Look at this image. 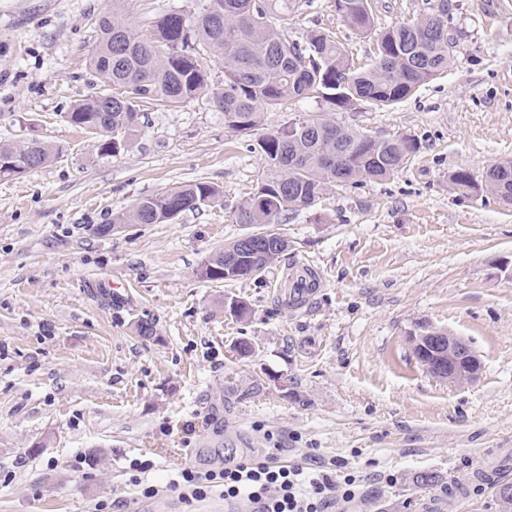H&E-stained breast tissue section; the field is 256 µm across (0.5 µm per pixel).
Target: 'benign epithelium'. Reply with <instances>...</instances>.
I'll return each mask as SVG.
<instances>
[{"instance_id":"benign-epithelium-1","label":"benign epithelium","mask_w":512,"mask_h":512,"mask_svg":"<svg viewBox=\"0 0 512 512\" xmlns=\"http://www.w3.org/2000/svg\"><path fill=\"white\" fill-rule=\"evenodd\" d=\"M27 171V166L18 158L0 160V172L3 174L19 177ZM277 238L279 233L275 230L269 231L262 240L256 234L242 237L248 257L231 256L227 270L243 277L258 274L268 261L272 248L276 247ZM243 259L248 264L246 269L241 267ZM410 342L419 351L421 366L432 376L455 385L470 384L478 379L481 362L464 338L425 322L410 332Z\"/></svg>"}]
</instances>
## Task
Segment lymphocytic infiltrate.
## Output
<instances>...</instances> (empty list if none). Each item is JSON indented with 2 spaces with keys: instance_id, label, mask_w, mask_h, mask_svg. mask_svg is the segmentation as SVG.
I'll return each mask as SVG.
<instances>
[{
  "instance_id": "lymphocytic-infiltrate-1",
  "label": "lymphocytic infiltrate",
  "mask_w": 512,
  "mask_h": 512,
  "mask_svg": "<svg viewBox=\"0 0 512 512\" xmlns=\"http://www.w3.org/2000/svg\"><path fill=\"white\" fill-rule=\"evenodd\" d=\"M180 484L194 499L221 488L225 503L244 512H347L357 497L356 479L337 476L323 462L288 465L270 457L239 462L224 470L180 472Z\"/></svg>"
}]
</instances>
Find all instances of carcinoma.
Masks as SVG:
<instances>
[{
	"mask_svg": "<svg viewBox=\"0 0 512 512\" xmlns=\"http://www.w3.org/2000/svg\"><path fill=\"white\" fill-rule=\"evenodd\" d=\"M342 22L359 35L373 32L372 0H333ZM437 0H416L408 23L377 34L374 59L366 67L350 61L330 34L308 32L290 40L282 21L295 14L303 0H208L198 12L170 10L143 35L117 10L98 19V43L89 65L112 85V108L102 97L76 103L70 124L81 130L102 124L131 142L138 131L137 103L158 100L166 105L201 102L224 114V126L253 131L268 109L292 108L319 99L337 109L361 104L394 105L435 76L448 70V12ZM222 61V76L212 77L208 59ZM256 145L268 167L256 195L236 211L238 224H281L292 210L311 207L328 185L356 186L382 180L406 167L419 151L411 136L374 137L321 115H300L260 137ZM62 150L31 142L30 165L37 169L60 157ZM451 186L465 195L486 192L512 204V158L489 167L481 179L468 170L448 175ZM222 191L206 182L178 185L139 199L114 224H165L175 205L209 200ZM244 250L240 240L209 256L205 263L224 269V258Z\"/></svg>",
	"mask_w": 512,
	"mask_h": 512,
	"instance_id": "obj_1",
	"label": "carcinoma"
}]
</instances>
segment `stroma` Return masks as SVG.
<instances>
[{
  "mask_svg": "<svg viewBox=\"0 0 512 512\" xmlns=\"http://www.w3.org/2000/svg\"><path fill=\"white\" fill-rule=\"evenodd\" d=\"M205 2L125 8L145 31ZM452 4L447 72L392 107L327 112L373 136L415 137L406 167L328 186L281 225L287 255L254 278L211 282L202 262L258 230L235 212L266 174L257 139L290 113L237 132L207 106L147 100L129 147L100 155L65 115L112 91L89 68L112 0H0V142L64 150L0 179V512H224L223 497L184 498L173 478L308 453L360 478L351 512H498L493 492L447 494L449 481L512 464V205L459 196L448 174L512 157V0ZM285 28L294 40L328 30L357 63L373 57V38L332 0H308ZM189 181L224 196L168 224L100 233ZM295 264L323 283L298 305L283 293ZM229 297L245 317L225 309ZM144 321L152 336L139 335ZM421 322L470 343L476 382L423 369L408 342ZM244 338L248 357L234 350ZM136 459L151 469L133 470ZM423 471L439 484L417 485Z\"/></svg>",
  "mask_w": 512,
  "mask_h": 512,
  "instance_id": "obj_1",
  "label": "stroma"
}]
</instances>
